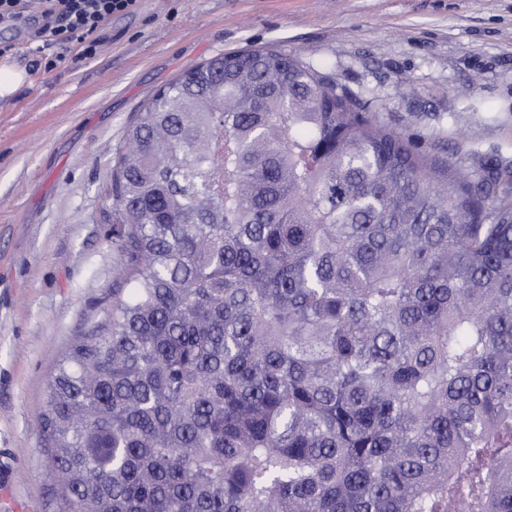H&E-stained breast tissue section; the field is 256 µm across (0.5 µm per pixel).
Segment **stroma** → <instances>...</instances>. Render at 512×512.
I'll return each instance as SVG.
<instances>
[{
	"label": "stroma",
	"mask_w": 512,
	"mask_h": 512,
	"mask_svg": "<svg viewBox=\"0 0 512 512\" xmlns=\"http://www.w3.org/2000/svg\"><path fill=\"white\" fill-rule=\"evenodd\" d=\"M28 81L0 100V483L56 512L33 429L55 359L121 287L109 183L142 105L213 55L273 46L332 75L387 126L472 178L512 170V0H138L97 53L52 71L0 24Z\"/></svg>",
	"instance_id": "1"
}]
</instances>
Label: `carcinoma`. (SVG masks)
I'll list each match as a JSON object with an SVG mask.
<instances>
[{
    "label": "carcinoma",
    "instance_id": "obj_1",
    "mask_svg": "<svg viewBox=\"0 0 512 512\" xmlns=\"http://www.w3.org/2000/svg\"><path fill=\"white\" fill-rule=\"evenodd\" d=\"M225 52L113 160L124 287L35 418L58 512H512V180Z\"/></svg>",
    "mask_w": 512,
    "mask_h": 512
}]
</instances>
